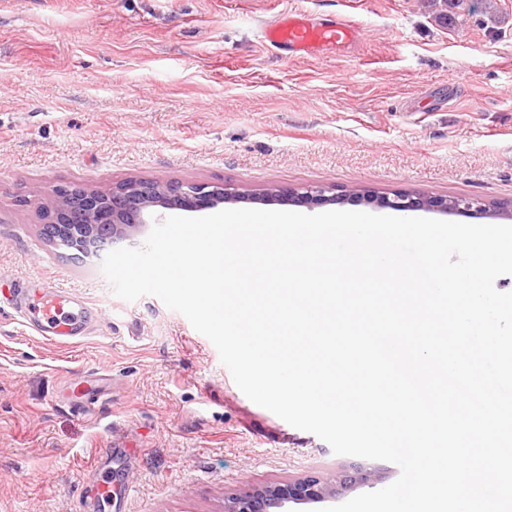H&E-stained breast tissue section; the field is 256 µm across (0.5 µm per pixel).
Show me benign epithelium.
<instances>
[{"label":"benign epithelium","mask_w":512,"mask_h":512,"mask_svg":"<svg viewBox=\"0 0 512 512\" xmlns=\"http://www.w3.org/2000/svg\"><path fill=\"white\" fill-rule=\"evenodd\" d=\"M351 193L336 194L324 187H307L283 193L266 189L253 195L255 199H286L306 207L343 203ZM245 198L226 185L203 183H169L128 180L107 191L80 186L55 190L51 205L42 208L43 223L54 230V240L71 249L88 252L109 241L126 238L146 223L145 214L156 207L197 211L214 208L220 203L239 202ZM380 208L399 212L417 210L485 212L487 206L473 198L433 197L400 192L373 198ZM371 473L360 477L344 474L327 478L317 473L287 483L253 488L241 494L224 497V512H284L289 503L311 504L336 499L358 484L370 482Z\"/></svg>","instance_id":"obj_1"}]
</instances>
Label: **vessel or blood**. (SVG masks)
Returning <instances> with one entry per match:
<instances>
[{
  "label": "vessel or blood",
  "instance_id": "vessel-or-blood-1",
  "mask_svg": "<svg viewBox=\"0 0 512 512\" xmlns=\"http://www.w3.org/2000/svg\"><path fill=\"white\" fill-rule=\"evenodd\" d=\"M366 30L354 16L342 14L326 22H314L308 11L294 9L267 24L262 38L265 44L287 51L301 59L320 54L330 47L351 48ZM24 324L48 342L77 343L80 330L91 312L83 302L65 291H49L24 296L15 308Z\"/></svg>",
  "mask_w": 512,
  "mask_h": 512
}]
</instances>
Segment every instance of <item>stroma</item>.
Here are the masks:
<instances>
[{
    "label": "stroma",
    "mask_w": 512,
    "mask_h": 512,
    "mask_svg": "<svg viewBox=\"0 0 512 512\" xmlns=\"http://www.w3.org/2000/svg\"><path fill=\"white\" fill-rule=\"evenodd\" d=\"M295 8L368 37L289 59L259 29ZM135 179L512 202V0H0V512H99L103 478L108 512H222L312 472L384 488L397 465L253 403L186 317L42 236L54 186ZM44 288L100 312L78 343L9 312Z\"/></svg>",
    "instance_id": "35a3bbf8"
}]
</instances>
